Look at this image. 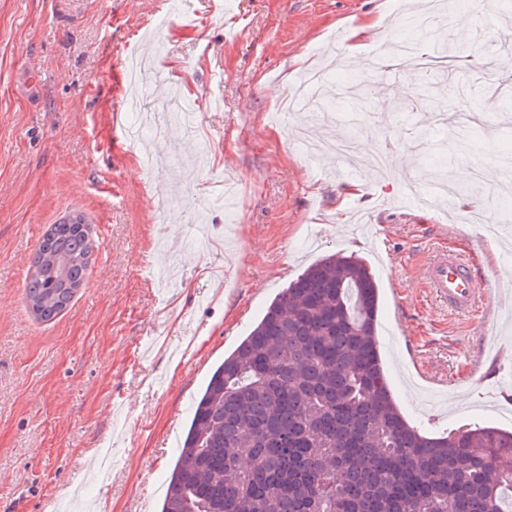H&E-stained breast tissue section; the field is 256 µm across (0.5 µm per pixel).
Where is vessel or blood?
Here are the masks:
<instances>
[{"label":"vessel or blood","instance_id":"1","mask_svg":"<svg viewBox=\"0 0 512 512\" xmlns=\"http://www.w3.org/2000/svg\"><path fill=\"white\" fill-rule=\"evenodd\" d=\"M424 281L454 314L475 316L499 291L495 280L477 278L469 264L453 252L438 254L425 268Z\"/></svg>","mask_w":512,"mask_h":512}]
</instances>
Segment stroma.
<instances>
[{
    "instance_id": "stroma-1",
    "label": "stroma",
    "mask_w": 512,
    "mask_h": 512,
    "mask_svg": "<svg viewBox=\"0 0 512 512\" xmlns=\"http://www.w3.org/2000/svg\"><path fill=\"white\" fill-rule=\"evenodd\" d=\"M490 0H464L430 37L469 50ZM386 16L374 48L409 34L399 0H0V512H69L81 488L98 512H160L197 395L276 294L332 253L366 258L380 287L378 340L403 414L430 433L508 423L512 394V67L392 74L374 58L325 68L323 103L351 76L369 102L320 125L315 108L278 120L275 101L304 62L345 49L366 14ZM149 53L151 97L194 89L196 127L151 142L146 170L129 133L130 60ZM356 137L372 151L312 160L298 129ZM403 170L395 188L350 199L370 222L337 220L336 193L374 183L373 156ZM504 225L481 238L448 209L410 211L409 187L460 182ZM82 213L88 274L50 321L27 308L32 260L52 224ZM443 250L498 280L493 311L452 315L425 288Z\"/></svg>"
}]
</instances>
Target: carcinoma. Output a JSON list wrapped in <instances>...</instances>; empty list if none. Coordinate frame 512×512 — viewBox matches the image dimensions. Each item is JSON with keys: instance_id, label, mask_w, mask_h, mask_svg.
I'll return each instance as SVG.
<instances>
[{"instance_id": "carcinoma-1", "label": "carcinoma", "mask_w": 512, "mask_h": 512, "mask_svg": "<svg viewBox=\"0 0 512 512\" xmlns=\"http://www.w3.org/2000/svg\"><path fill=\"white\" fill-rule=\"evenodd\" d=\"M84 214L55 224L25 287L51 320L92 252ZM366 262L328 255L266 309L203 389L161 512H512V431L433 436L399 410Z\"/></svg>"}]
</instances>
